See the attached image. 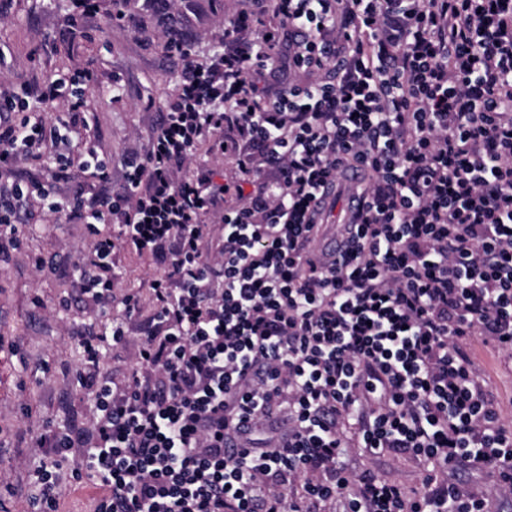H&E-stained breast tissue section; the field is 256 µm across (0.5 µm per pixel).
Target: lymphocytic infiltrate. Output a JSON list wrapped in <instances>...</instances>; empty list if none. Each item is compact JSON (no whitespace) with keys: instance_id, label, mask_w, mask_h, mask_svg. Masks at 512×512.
<instances>
[{"instance_id":"f902f5d3","label":"lymphocytic infiltrate","mask_w":512,"mask_h":512,"mask_svg":"<svg viewBox=\"0 0 512 512\" xmlns=\"http://www.w3.org/2000/svg\"><path fill=\"white\" fill-rule=\"evenodd\" d=\"M217 42L183 54L123 184L87 197L52 172L109 178L70 152L93 75L0 86V169L49 171L0 183V256L46 212L120 229L79 266L107 329L76 336L89 415L36 438L29 512H59L67 482L94 512H494L512 427L470 344L512 363V0H252ZM282 69L295 80L268 96ZM228 126L240 179L183 178ZM342 194L360 207L330 253ZM119 241L164 268L148 300L113 290ZM133 322L141 355L118 384L104 343ZM356 448L418 458L422 494L353 474Z\"/></svg>"}]
</instances>
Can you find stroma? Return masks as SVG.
Returning a JSON list of instances; mask_svg holds the SVG:
<instances>
[{"label": "stroma", "mask_w": 512, "mask_h": 512, "mask_svg": "<svg viewBox=\"0 0 512 512\" xmlns=\"http://www.w3.org/2000/svg\"><path fill=\"white\" fill-rule=\"evenodd\" d=\"M250 0H176L171 7L155 0H132L125 23L114 20L113 0H97L95 12L82 14L75 0H14L0 20V85L20 86L58 73L92 69L97 85L88 94L89 138L77 151L95 148L109 160L113 186L124 179V161L145 153L160 113L172 91L180 61L164 51L170 28L195 41L207 55L226 20L250 8ZM22 243L0 260V336L16 350H0V506L25 512L27 474L38 455L18 445L45 425L84 414L87 397L76 385L82 353L71 333L100 328L99 318L77 300L78 266L93 238L80 220L46 217L23 226ZM120 292H146L157 274L135 252L112 254ZM421 489L422 472L412 460L382 456L356 457L353 471Z\"/></svg>", "instance_id": "35a3bbf8"}]
</instances>
